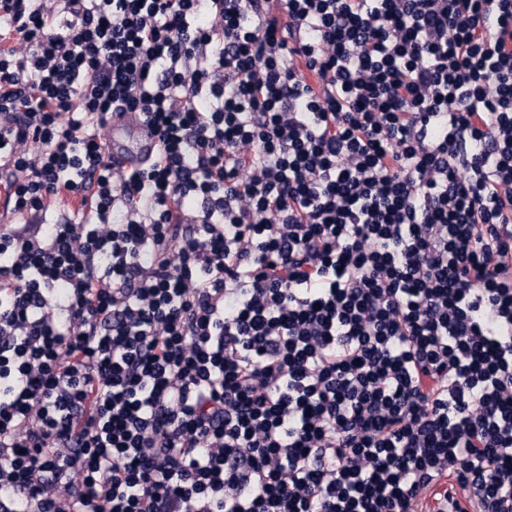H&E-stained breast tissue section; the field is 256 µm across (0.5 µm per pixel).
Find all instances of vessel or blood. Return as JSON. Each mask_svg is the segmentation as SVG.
<instances>
[{
  "instance_id": "vessel-or-blood-1",
  "label": "vessel or blood",
  "mask_w": 512,
  "mask_h": 512,
  "mask_svg": "<svg viewBox=\"0 0 512 512\" xmlns=\"http://www.w3.org/2000/svg\"><path fill=\"white\" fill-rule=\"evenodd\" d=\"M106 138L114 162L130 167L147 162L157 150L158 138L138 113L115 112L107 119Z\"/></svg>"
}]
</instances>
